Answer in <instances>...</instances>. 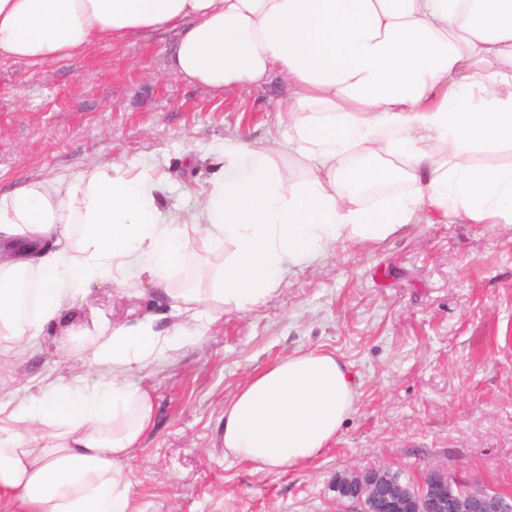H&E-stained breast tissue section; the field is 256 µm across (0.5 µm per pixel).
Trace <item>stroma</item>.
Listing matches in <instances>:
<instances>
[{
	"label": "stroma",
	"mask_w": 512,
	"mask_h": 512,
	"mask_svg": "<svg viewBox=\"0 0 512 512\" xmlns=\"http://www.w3.org/2000/svg\"><path fill=\"white\" fill-rule=\"evenodd\" d=\"M160 30L40 66L0 57V192L114 159L164 175L166 208L189 210L225 142L277 128L284 78L210 88L165 70ZM50 327L0 375V404L41 396L63 371L95 385L72 333ZM196 336L144 373L156 424L139 444L134 512H345L337 474L388 468L414 480L440 465L512 495V224H413L386 241L329 250L263 303L203 317ZM350 364L357 403L324 455L256 473L226 459L224 403L292 352Z\"/></svg>",
	"instance_id": "35a3bbf8"
}]
</instances>
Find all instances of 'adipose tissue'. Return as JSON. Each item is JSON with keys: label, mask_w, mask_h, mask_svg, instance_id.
<instances>
[{"label": "adipose tissue", "mask_w": 512, "mask_h": 512, "mask_svg": "<svg viewBox=\"0 0 512 512\" xmlns=\"http://www.w3.org/2000/svg\"><path fill=\"white\" fill-rule=\"evenodd\" d=\"M161 29L178 35L175 76L231 91L282 75L283 131L225 145L186 216L119 162L0 194V343L15 354L107 281L117 299L153 295L176 319L169 335L150 315L96 319L83 355L99 383L59 378L15 403L0 424V501L13 512H133L132 453L155 425L138 375L201 311L258 304L337 244L380 242L433 214L512 223V0H0V57L19 64ZM200 239L233 251L212 287H175ZM356 398L336 355L279 358L225 403L224 456L303 468Z\"/></svg>", "instance_id": "obj_1"}]
</instances>
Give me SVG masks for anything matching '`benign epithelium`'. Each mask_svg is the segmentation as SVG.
Returning a JSON list of instances; mask_svg holds the SVG:
<instances>
[{"label":"benign epithelium","instance_id":"obj_1","mask_svg":"<svg viewBox=\"0 0 512 512\" xmlns=\"http://www.w3.org/2000/svg\"><path fill=\"white\" fill-rule=\"evenodd\" d=\"M337 497L355 504L354 512H512V501L476 489L458 474L432 466L414 490L381 479L366 484H335Z\"/></svg>","mask_w":512,"mask_h":512}]
</instances>
